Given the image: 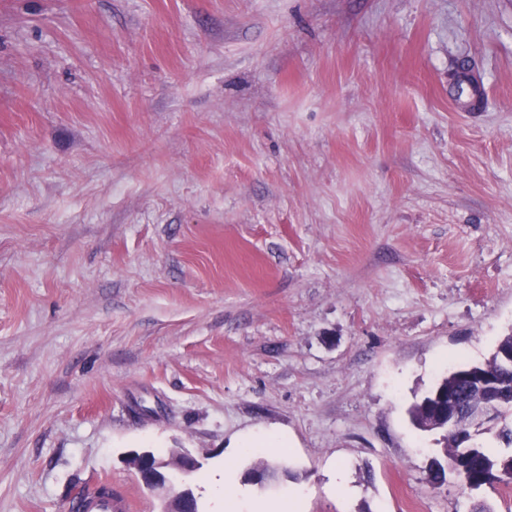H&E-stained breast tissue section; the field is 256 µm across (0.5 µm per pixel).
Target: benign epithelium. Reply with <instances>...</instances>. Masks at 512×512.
Returning <instances> with one entry per match:
<instances>
[{
  "mask_svg": "<svg viewBox=\"0 0 512 512\" xmlns=\"http://www.w3.org/2000/svg\"><path fill=\"white\" fill-rule=\"evenodd\" d=\"M466 379L470 389L478 392L479 402L450 387L440 388L433 395V400L437 402L435 415L439 425L455 431L462 443L472 441L471 422L492 418L509 388L508 378L504 375L492 376L477 371L467 375ZM129 465L148 488L165 490L173 485L172 474L190 472L198 463L182 453L176 454L170 462L159 460L151 454H142L132 456ZM162 512H195L192 493L188 490L177 493Z\"/></svg>",
  "mask_w": 512,
  "mask_h": 512,
  "instance_id": "7a95c632",
  "label": "benign epithelium"
}]
</instances>
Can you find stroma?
Masks as SVG:
<instances>
[{
  "label": "stroma",
  "mask_w": 512,
  "mask_h": 512,
  "mask_svg": "<svg viewBox=\"0 0 512 512\" xmlns=\"http://www.w3.org/2000/svg\"><path fill=\"white\" fill-rule=\"evenodd\" d=\"M511 331L512 0H0V512H512L408 414ZM284 434L259 431L242 437L238 442L239 448H281L286 443ZM128 464L144 485L152 490H167L172 486L173 473L190 472L198 466L197 461L187 454L178 453L171 462L156 459L151 454L134 455ZM208 489H215L222 493L224 498V511H239L236 505L241 502L239 492L234 484V468L230 464L216 468L205 479Z\"/></svg>",
  "instance_id": "1"
}]
</instances>
